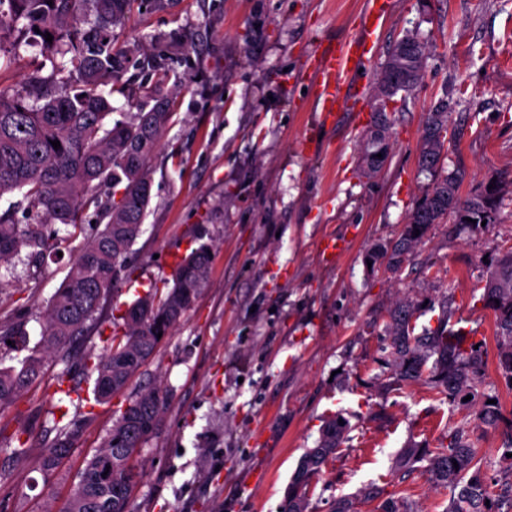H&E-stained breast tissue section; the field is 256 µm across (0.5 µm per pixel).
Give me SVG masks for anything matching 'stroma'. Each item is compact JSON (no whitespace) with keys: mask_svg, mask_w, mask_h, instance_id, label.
Masks as SVG:
<instances>
[{"mask_svg":"<svg viewBox=\"0 0 512 512\" xmlns=\"http://www.w3.org/2000/svg\"><path fill=\"white\" fill-rule=\"evenodd\" d=\"M366 0H135L113 37L134 59H154L168 74L111 95L114 112H135L150 90L171 97L175 113L152 159V195L134 243L131 279L112 290L121 316L149 286L170 289L176 262L197 243L211 251L208 278L193 306L127 392L97 404L81 422L69 455L53 474L42 456L56 432L50 411L64 404L55 377L65 356L0 409V430H25L20 455L0 451V512H59L79 472L101 447L130 394L157 384L167 392L158 434L141 451L145 474L131 512H281L291 475L314 447L324 421L347 431L309 495V512H331L369 484L413 512H446L451 487L424 467L395 471L402 448L434 449L467 427L476 462L490 483H512L500 456L512 441V385L498 369L495 318L481 301L496 260L512 251V0H391L366 68L350 87L373 89L390 46L407 33L426 45L421 80L389 112L391 156L376 179L361 169L372 112L350 109L322 122L312 110L310 55L355 35ZM40 47L21 46L0 69V90L47 75ZM448 101L446 170L462 176L460 194L491 179L503 186L496 223L445 218L432 225L399 270L367 255L395 241L431 176L418 166L423 125ZM344 239L325 264L318 245ZM81 241L32 264L19 253L0 269V322L19 306L37 315L64 284ZM423 303L417 328L448 318L483 344L480 396L496 399L493 427L471 407L424 384H395L385 365V324L395 302Z\"/></svg>","mask_w":512,"mask_h":512,"instance_id":"1","label":"stroma"}]
</instances>
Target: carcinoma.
Wrapping results in <instances>:
<instances>
[{
  "instance_id": "obj_1",
  "label": "carcinoma",
  "mask_w": 512,
  "mask_h": 512,
  "mask_svg": "<svg viewBox=\"0 0 512 512\" xmlns=\"http://www.w3.org/2000/svg\"><path fill=\"white\" fill-rule=\"evenodd\" d=\"M134 0H0V32L16 31L20 39L39 45L51 59V72L28 78L11 94L0 92V198L14 196L8 212L0 216V266L9 265L21 249L38 259L59 249L66 238L96 226L73 263L66 283L57 289L42 313L39 355H28L17 366L0 367V407L13 403L37 379L45 362L67 353L78 337L95 328L102 301L117 283L130 278L127 256L141 233L151 200V158L169 125L174 101L153 97L148 109L108 122L112 114L102 86L122 82L127 73V51L115 45L112 27L128 15ZM91 27L81 29L85 20ZM53 40H45L46 34ZM425 46L412 34L403 36L388 51L374 87L376 123H386L395 97L406 94L422 77ZM60 142V148L52 141ZM448 140L447 106L428 113L419 163L438 171ZM388 139L375 132L362 144L364 173L374 176L386 166ZM456 174L440 176L416 207L404 232L395 242L376 249L373 260L387 259L395 270L424 238L433 224L452 214L458 224L471 218L476 224L497 223L500 183L468 198L459 194ZM22 213L25 223L14 220ZM68 228L67 236L51 230ZM205 244L193 249L176 265L173 286L167 293L151 288L137 294L112 323L103 352L81 355L80 369L94 376L96 402L123 392L133 375L172 334L194 305L211 262ZM484 307L494 313L498 368L512 385V251L502 255L487 279ZM421 303L405 297L394 305L385 326L390 339L388 361L404 382L429 384L460 400L474 394L483 365V350L467 336L442 321L415 333L412 318ZM29 309L20 306L12 320L0 322V350L26 343ZM166 392L158 385L133 395L113 421L101 449L86 462L63 512H129L126 492L142 479L138 449L159 425ZM77 397L76 412L60 408L54 418L56 437L45 451L42 467L54 471L72 447L79 418L93 414ZM478 420L492 426L499 421L497 405L482 403ZM347 425L339 418L325 421L317 445L301 456L288 483L283 512H308L313 479L336 453ZM426 460L431 476L457 490L447 512H501L512 508V486L492 498L486 477L473 465L474 448L464 430L448 432V444L431 453L411 444L401 449L396 467L407 468Z\"/></svg>"
}]
</instances>
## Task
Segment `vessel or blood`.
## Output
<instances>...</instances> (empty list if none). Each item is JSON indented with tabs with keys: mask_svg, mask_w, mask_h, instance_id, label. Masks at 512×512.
Listing matches in <instances>:
<instances>
[{
	"mask_svg": "<svg viewBox=\"0 0 512 512\" xmlns=\"http://www.w3.org/2000/svg\"><path fill=\"white\" fill-rule=\"evenodd\" d=\"M390 0H368L363 28L344 45H327L317 50L309 66L313 107L322 115L331 117L347 102H360V95L343 91L342 86L356 69L364 67L372 52L376 34L387 17Z\"/></svg>",
	"mask_w": 512,
	"mask_h": 512,
	"instance_id": "vessel-or-blood-1",
	"label": "vessel or blood"
}]
</instances>
